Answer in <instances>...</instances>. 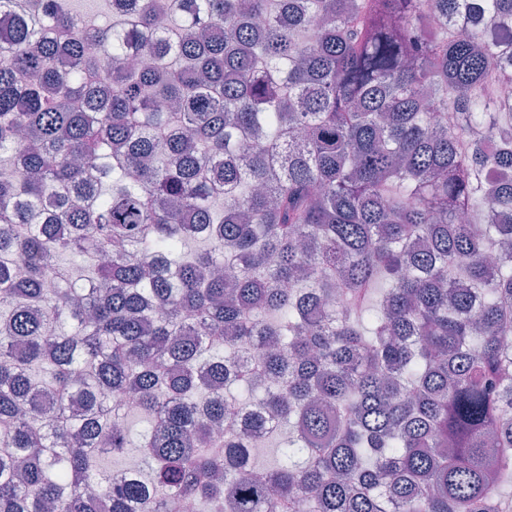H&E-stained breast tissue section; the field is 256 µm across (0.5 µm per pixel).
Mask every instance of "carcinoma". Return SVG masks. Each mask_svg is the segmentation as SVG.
<instances>
[{"instance_id":"carcinoma-1","label":"carcinoma","mask_w":512,"mask_h":512,"mask_svg":"<svg viewBox=\"0 0 512 512\" xmlns=\"http://www.w3.org/2000/svg\"><path fill=\"white\" fill-rule=\"evenodd\" d=\"M72 2L0 0V512H501L512 0Z\"/></svg>"}]
</instances>
